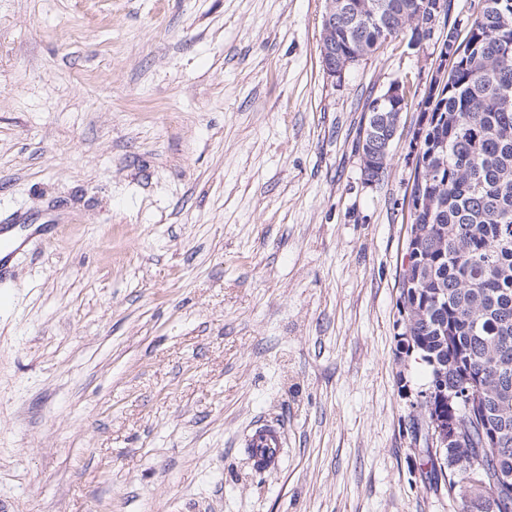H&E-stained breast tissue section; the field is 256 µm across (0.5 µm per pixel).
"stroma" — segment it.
Masks as SVG:
<instances>
[{"label": "stroma", "mask_w": 512, "mask_h": 512, "mask_svg": "<svg viewBox=\"0 0 512 512\" xmlns=\"http://www.w3.org/2000/svg\"><path fill=\"white\" fill-rule=\"evenodd\" d=\"M326 6L0 0V218L58 227L0 282L5 512H460L415 475L397 337L439 40L334 78ZM401 79L369 184L364 106ZM282 445L280 429L274 425L255 428L245 442V448L254 468L261 471L278 465Z\"/></svg>", "instance_id": "stroma-1"}]
</instances>
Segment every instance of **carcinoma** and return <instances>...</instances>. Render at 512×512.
I'll return each mask as SVG.
<instances>
[{"label": "carcinoma", "mask_w": 512, "mask_h": 512, "mask_svg": "<svg viewBox=\"0 0 512 512\" xmlns=\"http://www.w3.org/2000/svg\"><path fill=\"white\" fill-rule=\"evenodd\" d=\"M366 6L351 24L336 18V67L350 68L388 39L408 32L420 38L430 0H352ZM465 41L463 61L451 66V88L437 94L431 112L439 123L425 138L444 143L433 181L414 184L430 205L410 215L419 249L416 282L399 298L409 315L416 352L430 363L428 383L443 373L448 390L470 388L483 413L472 421L456 400H434L409 420L416 443L426 441V418L458 419L467 441L448 449L443 473L422 457L424 488L448 486L462 512H512V0H482ZM379 133L407 108L398 103L375 111ZM362 174L384 171L388 162L361 155Z\"/></svg>", "instance_id": "1"}]
</instances>
